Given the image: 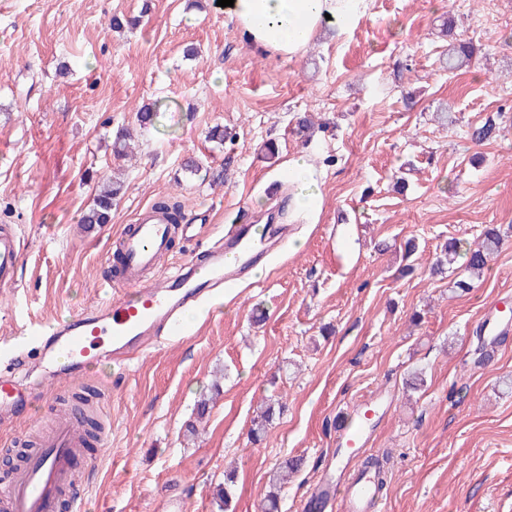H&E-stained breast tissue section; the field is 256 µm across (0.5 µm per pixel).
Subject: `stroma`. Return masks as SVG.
<instances>
[{"mask_svg":"<svg viewBox=\"0 0 512 512\" xmlns=\"http://www.w3.org/2000/svg\"><path fill=\"white\" fill-rule=\"evenodd\" d=\"M139 12L136 28L108 26ZM449 20L478 48L452 71ZM147 103L171 110L142 128ZM302 114L314 121L304 135ZM489 122L495 136L472 142ZM215 125L223 144L206 138ZM121 127L140 145L126 160L112 153ZM298 156L320 193L312 211L289 200L285 167ZM190 157L209 178L184 171ZM111 175L125 181L111 223L83 230ZM163 196L194 227L172 240L166 271L204 261L226 225L276 210L290 242L261 277L188 311L187 335L72 383L103 396L110 419L105 445L76 462L87 512H258L291 457L302 465L279 512H301L338 427L385 394L369 450L388 472L380 512H512V334L475 352L487 303L512 294V0H366L346 34L324 31L291 60L243 40L217 0H0V225L22 249L16 286L0 288V339L106 301L114 238ZM489 225L502 240L473 289L456 288L457 265L430 274L445 242L477 241ZM416 369L426 383L407 390ZM268 398L283 409L256 442ZM67 406L42 386L0 445L36 439ZM229 469L236 491L222 507Z\"/></svg>","mask_w":512,"mask_h":512,"instance_id":"obj_1","label":"stroma"}]
</instances>
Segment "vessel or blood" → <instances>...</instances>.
Instances as JSON below:
<instances>
[{"mask_svg":"<svg viewBox=\"0 0 512 512\" xmlns=\"http://www.w3.org/2000/svg\"><path fill=\"white\" fill-rule=\"evenodd\" d=\"M174 233L165 216L146 208L116 240L111 299L52 325H30L6 362L0 363V419L13 415L33 384L17 380V366L40 371L41 381L63 384L85 375L101 360L120 363L145 351L159 339L186 335L182 311L206 305L223 296L227 287L244 279L264 253L260 238L249 224L232 225L206 250V267L197 270L185 262L171 277L145 281V271L156 268L168 251ZM15 235L0 231V285L13 286L21 262ZM481 332L490 339L512 330V298L493 299L483 313ZM387 398L361 401L358 421L340 430L337 444L346 459H353L372 439ZM83 451V434L76 420L60 422L33 451L25 464L0 484V512H84L87 497L75 481V459ZM310 497L322 512H378L373 478L348 471L327 472L312 487Z\"/></svg>","mask_w":512,"mask_h":512,"instance_id":"1","label":"vessel or blood"}]
</instances>
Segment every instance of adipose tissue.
Here are the masks:
<instances>
[{"label": "adipose tissue", "instance_id": "adipose-tissue-1", "mask_svg": "<svg viewBox=\"0 0 512 512\" xmlns=\"http://www.w3.org/2000/svg\"><path fill=\"white\" fill-rule=\"evenodd\" d=\"M364 11L365 0H235L226 13L254 48L292 59L325 25L344 32Z\"/></svg>", "mask_w": 512, "mask_h": 512}]
</instances>
